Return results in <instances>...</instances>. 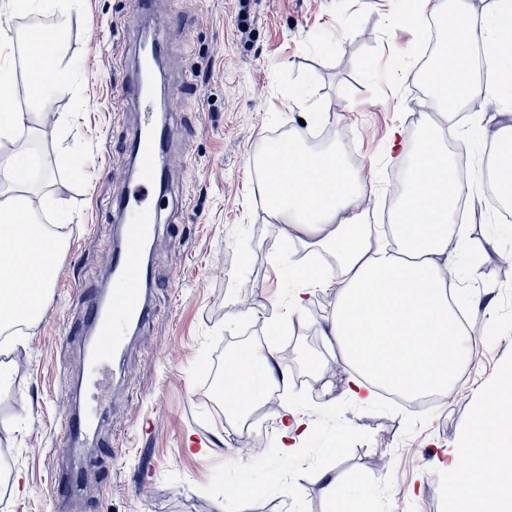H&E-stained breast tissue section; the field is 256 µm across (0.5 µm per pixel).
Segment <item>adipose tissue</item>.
<instances>
[{
    "label": "adipose tissue",
    "instance_id": "obj_1",
    "mask_svg": "<svg viewBox=\"0 0 512 512\" xmlns=\"http://www.w3.org/2000/svg\"><path fill=\"white\" fill-rule=\"evenodd\" d=\"M455 23L445 29V66L410 70L405 80L428 85L436 93L442 124L422 132L403 175L404 189L392 216L399 247H381L366 231L370 185L346 170L335 153L305 151L301 136L290 139L295 164L288 176L265 166V185L275 191L272 214L282 219V235L315 240L329 255L336 274L307 270L303 287L294 289L292 304L301 308L308 289L338 287V302L328 320V336L337 343L338 366L347 370L346 389L358 403L371 399L373 385L408 395L452 391L456 371L466 357L463 330L453 310L455 290L449 280L448 257L458 246L454 229L461 188L449 176L444 151V125L453 124L459 109L479 99L501 96L502 86L473 76L470 48L480 42L493 51L497 70H512V0H492L488 13L475 20L465 0H455ZM40 55L54 77L41 86L35 100L45 106L66 94L70 71L58 52L60 31H46ZM25 112L0 113V138L16 143L0 161V270L6 291L0 294V347L13 322L31 324L39 307L23 298L46 290L44 273L55 271L64 245L60 225L11 224L15 210H30L34 189L18 166V145L27 129ZM473 446L448 454L455 475L449 492L455 512H512V385L499 383L478 408L472 426ZM468 467H460L461 456ZM495 480H488V473Z\"/></svg>",
    "mask_w": 512,
    "mask_h": 512
}]
</instances>
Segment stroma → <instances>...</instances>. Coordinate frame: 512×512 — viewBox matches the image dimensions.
Wrapping results in <instances>:
<instances>
[{
	"label": "stroma",
	"mask_w": 512,
	"mask_h": 512,
	"mask_svg": "<svg viewBox=\"0 0 512 512\" xmlns=\"http://www.w3.org/2000/svg\"><path fill=\"white\" fill-rule=\"evenodd\" d=\"M238 10L237 0L156 2L151 24L165 41L159 92L174 110L166 115L170 205L151 240L155 317L129 332L122 364L102 381L110 404L74 453L63 434L67 389L87 373L72 294L112 283V201L135 183L126 147L139 115L120 90L137 69L144 21L136 0H76L64 21L53 12L10 19L15 104L33 115L24 137L38 161L34 217L54 223L43 205L52 199L71 218L43 310L5 357L12 372L0 392V463L19 483L0 493V512H337L358 493L373 512H454L453 475L441 460L468 446L478 407L512 375V222L500 220L486 192L470 196L454 267L474 345L451 394L418 411L378 395L361 405L340 372L325 394L301 354L332 356L324 330L337 291L315 289L303 310L290 309L292 269L279 259L302 270L304 255L319 249L280 234L255 160L279 133L335 149L373 181L368 221L383 224L402 146L414 144L416 120L440 117L423 86L400 78L423 56L415 28L400 21L401 0H249L246 35ZM58 23L72 89L46 121L28 96L36 62L22 38ZM475 109L482 122L461 117L445 146H463L479 182L512 95ZM242 336L274 342L289 378L278 396L257 402L262 430L247 436L227 423L209 386L214 357ZM287 403L310 425L305 453L260 454L281 446L275 413ZM79 469V493L56 497L54 482ZM321 471L335 477L337 495L316 481Z\"/></svg>",
	"instance_id": "35a3bbf8"
}]
</instances>
